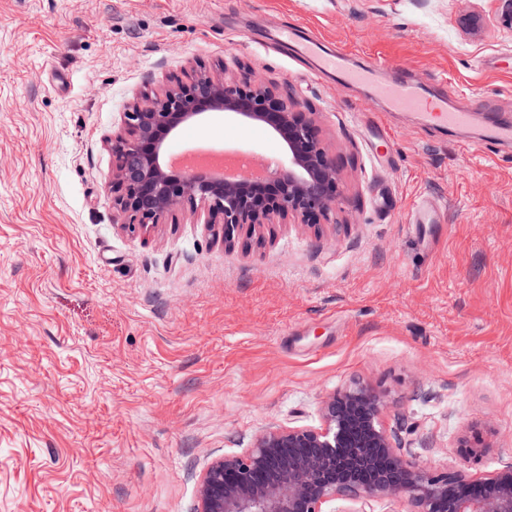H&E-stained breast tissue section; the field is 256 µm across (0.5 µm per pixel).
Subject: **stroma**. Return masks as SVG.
<instances>
[{
    "label": "stroma",
    "instance_id": "1",
    "mask_svg": "<svg viewBox=\"0 0 512 512\" xmlns=\"http://www.w3.org/2000/svg\"><path fill=\"white\" fill-rule=\"evenodd\" d=\"M487 0H0V512H197L208 468L262 434L321 428L367 383L403 452L478 479L512 464V32ZM307 27L454 104L455 135L319 81L261 36ZM251 67L315 113L344 198L330 223L224 245L189 211L130 228L112 137L133 101L195 69ZM286 162L220 112L169 151ZM439 221L410 224L417 202ZM493 425V448H461ZM512 143V123L500 122L489 126L484 133L483 139L478 144H473L480 150L486 145H510Z\"/></svg>",
    "mask_w": 512,
    "mask_h": 512
}]
</instances>
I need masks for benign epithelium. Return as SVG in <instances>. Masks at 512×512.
Instances as JSON below:
<instances>
[{"label": "benign epithelium", "instance_id": "obj_1", "mask_svg": "<svg viewBox=\"0 0 512 512\" xmlns=\"http://www.w3.org/2000/svg\"><path fill=\"white\" fill-rule=\"evenodd\" d=\"M495 23L512 32V0H488ZM271 128L287 148L288 167L262 164L222 179L161 163L167 139L208 112ZM115 203L128 225L147 228L177 211L202 212L220 224L224 245L238 232L266 224L330 221L343 200L342 180L319 137L315 113L300 112L278 91L243 69L214 76L194 71L166 89L145 91L124 113L112 138ZM385 401L372 386L337 390L323 406L320 429L288 428L261 435L254 447L224 456L207 470L198 512H325L341 496L361 504L408 499L413 512H512V465L479 480L436 471L399 452L380 420ZM492 430L465 438L477 454L493 447Z\"/></svg>", "mask_w": 512, "mask_h": 512}]
</instances>
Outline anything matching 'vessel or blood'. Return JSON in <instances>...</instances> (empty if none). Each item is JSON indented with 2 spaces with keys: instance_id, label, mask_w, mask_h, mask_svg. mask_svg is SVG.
Here are the masks:
<instances>
[{
  "instance_id": "1",
  "label": "vessel or blood",
  "mask_w": 512,
  "mask_h": 512,
  "mask_svg": "<svg viewBox=\"0 0 512 512\" xmlns=\"http://www.w3.org/2000/svg\"><path fill=\"white\" fill-rule=\"evenodd\" d=\"M273 40L286 48L293 60L305 63L318 79L337 80L347 85H374L392 108L415 112L423 126L463 129L475 119L473 109L451 106L447 96L425 98L412 79L391 71L384 61L354 66L348 53L330 49L302 27L283 26Z\"/></svg>"
}]
</instances>
